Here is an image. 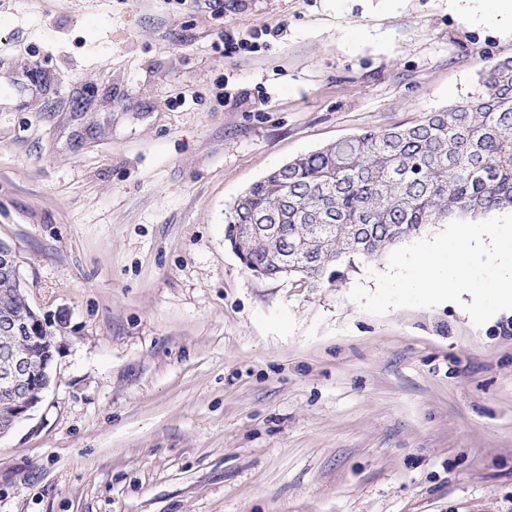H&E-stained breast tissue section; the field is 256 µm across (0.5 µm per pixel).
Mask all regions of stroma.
I'll return each instance as SVG.
<instances>
[{"label": "stroma", "mask_w": 512, "mask_h": 512, "mask_svg": "<svg viewBox=\"0 0 512 512\" xmlns=\"http://www.w3.org/2000/svg\"><path fill=\"white\" fill-rule=\"evenodd\" d=\"M241 47L224 52V34ZM512 58L487 0H0V240L56 331L0 512H512V315L247 271L275 167Z\"/></svg>", "instance_id": "35a3bbf8"}]
</instances>
